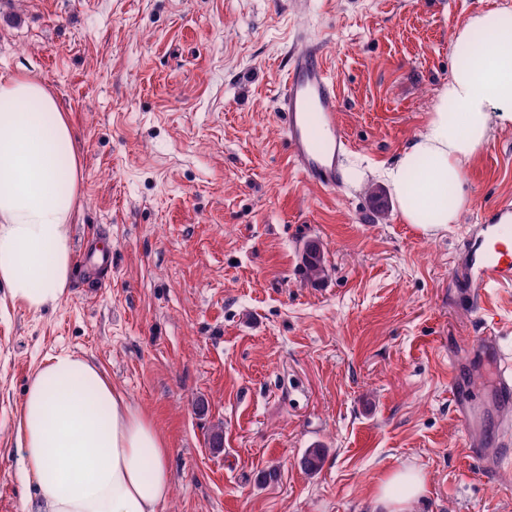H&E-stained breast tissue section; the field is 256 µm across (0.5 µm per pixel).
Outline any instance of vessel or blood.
<instances>
[{
	"label": "vessel or blood",
	"instance_id": "b4317fda",
	"mask_svg": "<svg viewBox=\"0 0 512 512\" xmlns=\"http://www.w3.org/2000/svg\"><path fill=\"white\" fill-rule=\"evenodd\" d=\"M276 108L284 122L289 158L297 171L322 188L340 187L345 180L344 161L350 142L338 120L336 81L318 45L292 51ZM492 217V223L477 225L475 233L464 241L454 275L471 308L479 312L485 309L488 289L512 288V203L498 207ZM472 350L494 373L491 402L495 413L512 414V352L491 334L478 337ZM448 376L457 419L476 458L489 468L512 463V455L506 452L512 446V430L500 428L499 451L487 449L473 428L479 412L473 386L462 379L457 363L449 364Z\"/></svg>",
	"mask_w": 512,
	"mask_h": 512
}]
</instances>
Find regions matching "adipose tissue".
<instances>
[{
    "label": "adipose tissue",
    "mask_w": 512,
    "mask_h": 512,
    "mask_svg": "<svg viewBox=\"0 0 512 512\" xmlns=\"http://www.w3.org/2000/svg\"><path fill=\"white\" fill-rule=\"evenodd\" d=\"M453 70L422 131L382 172L404 221L458 223L467 164L494 127L512 126V8L473 15L452 38ZM79 187L76 137L38 81L0 75V284L38 314L64 299ZM16 447L38 512H157L171 493L169 452L153 423L89 360L61 352L30 377ZM425 490L406 469L380 485L372 512H412Z\"/></svg>",
    "instance_id": "1"
}]
</instances>
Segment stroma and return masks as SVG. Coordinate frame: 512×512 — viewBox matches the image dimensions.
Instances as JSON below:
<instances>
[{"mask_svg": "<svg viewBox=\"0 0 512 512\" xmlns=\"http://www.w3.org/2000/svg\"><path fill=\"white\" fill-rule=\"evenodd\" d=\"M500 6L512 0H0V74L53 92L80 170L62 303L31 314L0 286V512L37 507L17 414L63 351L169 448L158 512H371L405 468L426 479L414 512H512V464L477 463L448 387L477 336L512 347V293L482 315L451 278L472 226L512 202V128L469 163L470 205L447 230L405 223L374 175L421 132L454 30ZM300 35L321 47L346 169L363 173L333 191L290 165L274 105ZM317 446L311 473L300 460Z\"/></svg>", "mask_w": 512, "mask_h": 512, "instance_id": "35a3bbf8", "label": "stroma"}]
</instances>
